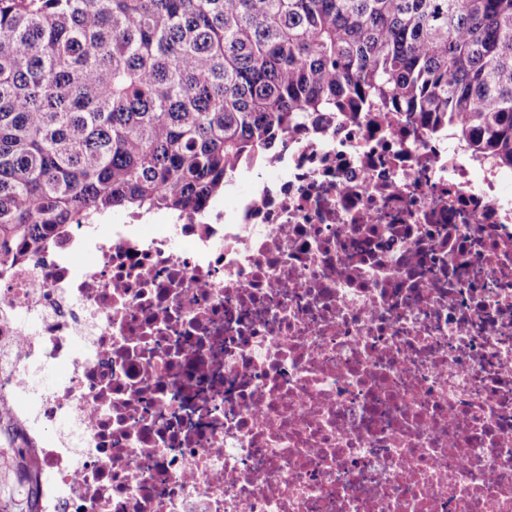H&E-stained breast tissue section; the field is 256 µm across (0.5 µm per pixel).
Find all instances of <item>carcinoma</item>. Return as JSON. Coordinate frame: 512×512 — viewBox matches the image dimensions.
I'll list each match as a JSON object with an SVG mask.
<instances>
[{"label":"carcinoma","mask_w":512,"mask_h":512,"mask_svg":"<svg viewBox=\"0 0 512 512\" xmlns=\"http://www.w3.org/2000/svg\"><path fill=\"white\" fill-rule=\"evenodd\" d=\"M366 105L512 169V0H0V274L115 209L193 210ZM0 428L28 447L2 396Z\"/></svg>","instance_id":"cac0c4a2"}]
</instances>
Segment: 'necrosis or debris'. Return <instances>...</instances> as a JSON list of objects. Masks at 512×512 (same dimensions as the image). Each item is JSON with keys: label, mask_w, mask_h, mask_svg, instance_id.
Segmentation results:
<instances>
[{"label": "necrosis or debris", "mask_w": 512, "mask_h": 512, "mask_svg": "<svg viewBox=\"0 0 512 512\" xmlns=\"http://www.w3.org/2000/svg\"><path fill=\"white\" fill-rule=\"evenodd\" d=\"M251 169L0 274L40 512H512V170L373 108Z\"/></svg>", "instance_id": "obj_1"}]
</instances>
